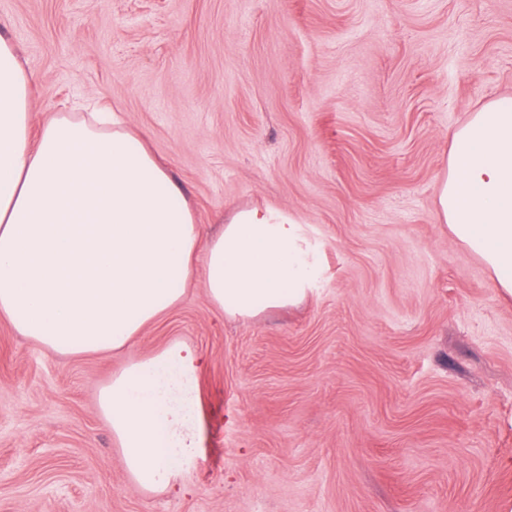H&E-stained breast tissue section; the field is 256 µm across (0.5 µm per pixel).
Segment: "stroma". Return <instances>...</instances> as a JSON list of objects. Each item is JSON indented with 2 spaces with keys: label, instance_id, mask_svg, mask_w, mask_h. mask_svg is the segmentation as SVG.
<instances>
[{
  "label": "stroma",
  "instance_id": "stroma-1",
  "mask_svg": "<svg viewBox=\"0 0 512 512\" xmlns=\"http://www.w3.org/2000/svg\"><path fill=\"white\" fill-rule=\"evenodd\" d=\"M34 125L94 99L203 236L303 226L299 304L231 320L194 274L126 349L0 319V512H512V298L436 206L451 137L512 96V0H0ZM205 359L172 488L126 471L98 392L170 342Z\"/></svg>",
  "mask_w": 512,
  "mask_h": 512
}]
</instances>
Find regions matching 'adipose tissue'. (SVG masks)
Returning <instances> with one entry per match:
<instances>
[{
	"label": "adipose tissue",
	"mask_w": 512,
	"mask_h": 512,
	"mask_svg": "<svg viewBox=\"0 0 512 512\" xmlns=\"http://www.w3.org/2000/svg\"><path fill=\"white\" fill-rule=\"evenodd\" d=\"M33 83L0 37V315L66 354L124 348L182 298L193 260L229 317L304 300L318 266L298 220L240 209L202 237L179 186L141 136L111 113L56 115L33 126ZM437 209L453 236L512 297V97L484 104L452 136ZM202 358L174 342L104 386L99 406L134 484L168 487L194 448L187 405Z\"/></svg>",
	"instance_id": "1"
}]
</instances>
